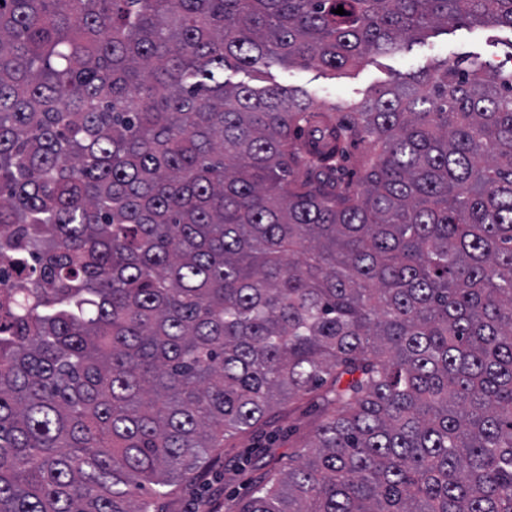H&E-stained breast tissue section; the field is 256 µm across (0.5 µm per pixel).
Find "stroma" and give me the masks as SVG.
I'll return each mask as SVG.
<instances>
[{
  "mask_svg": "<svg viewBox=\"0 0 512 512\" xmlns=\"http://www.w3.org/2000/svg\"><path fill=\"white\" fill-rule=\"evenodd\" d=\"M477 57L495 65L512 67V30L496 28H457L432 32L423 42L392 55L369 54L354 68L332 70L311 66L284 68L273 64L229 73L231 82L255 88L278 85L312 98L316 103L349 106L374 90L398 81L404 74L432 68L438 61ZM318 420L314 408L294 404L284 409L275 424L272 450L288 457L300 452ZM259 439L239 436L225 442L211 460L194 472L189 482L163 500L162 512H192L200 494L212 495L218 512H230L245 496L253 476L247 461Z\"/></svg>",
  "mask_w": 512,
  "mask_h": 512,
  "instance_id": "obj_1",
  "label": "stroma"
}]
</instances>
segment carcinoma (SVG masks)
Masks as SVG:
<instances>
[{"instance_id":"carcinoma-1","label":"carcinoma","mask_w":512,"mask_h":512,"mask_svg":"<svg viewBox=\"0 0 512 512\" xmlns=\"http://www.w3.org/2000/svg\"><path fill=\"white\" fill-rule=\"evenodd\" d=\"M477 25L512 0H0V512H159L301 401L236 512H512V71L224 79ZM1 278H0V296H4L7 293H10L15 290V288H20V286L25 282V278L29 277V272H20L15 269L12 265L1 261ZM318 412L306 404H293L285 407L279 421L268 431L274 430L272 448L276 456L288 461V456L301 452L308 436L318 420Z\"/></svg>"}]
</instances>
